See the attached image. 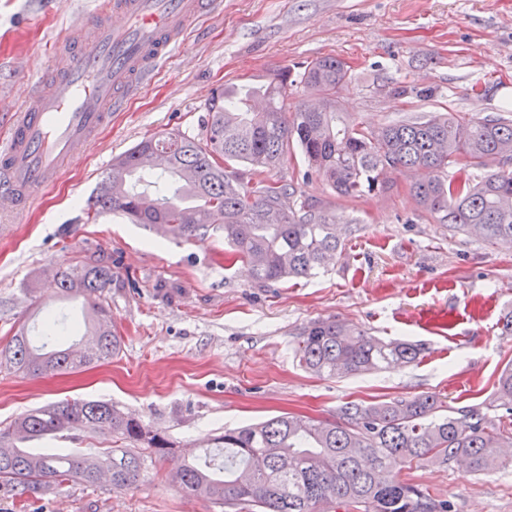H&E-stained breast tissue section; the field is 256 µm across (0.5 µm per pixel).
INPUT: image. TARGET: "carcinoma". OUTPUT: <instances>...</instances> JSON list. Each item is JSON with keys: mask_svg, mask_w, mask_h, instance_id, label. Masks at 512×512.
Here are the masks:
<instances>
[{"mask_svg": "<svg viewBox=\"0 0 512 512\" xmlns=\"http://www.w3.org/2000/svg\"><path fill=\"white\" fill-rule=\"evenodd\" d=\"M349 70L345 61L326 56L297 80L283 70L265 84L233 87L234 94L210 103L205 139L147 137L113 160L93 190L88 219L117 212L185 241L219 230L258 283L310 277L343 251L336 213L302 201L295 184L264 176L288 166L298 148L305 175L321 178L345 199L385 191L389 172L429 170L432 178L409 184L425 216L489 244L511 243L512 117L436 112L368 130L336 108ZM135 170L143 187L185 183L170 196L157 191V204L146 207L136 187H123ZM51 277L62 297L87 300L92 344L72 352L62 345L66 332L49 319L38 338L20 328L0 349V364L38 377L111 360L121 343L105 301L112 261H64L51 267ZM297 355L311 372L343 378L414 364L422 347L327 318L302 329ZM494 401L506 415L492 416L482 404L449 410L429 392L348 401L329 423L288 413L224 430L215 438L217 452L185 460L175 479L193 495L249 512H320L328 503L342 512H452L448 499L401 479L402 469L456 464L477 474L502 465L500 448L512 441L505 423L512 418V366L499 375ZM76 432L109 434L131 447L105 455L23 447ZM0 442L10 448L0 452V488L20 503L63 483L96 485L104 471L111 488L129 487L141 475L143 451L164 456L176 448L168 436L101 400L64 399L34 409L0 429Z\"/></svg>", "mask_w": 512, "mask_h": 512, "instance_id": "cac0c4a2", "label": "carcinoma"}]
</instances>
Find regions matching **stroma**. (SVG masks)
<instances>
[{
    "label": "stroma",
    "instance_id": "obj_1",
    "mask_svg": "<svg viewBox=\"0 0 512 512\" xmlns=\"http://www.w3.org/2000/svg\"><path fill=\"white\" fill-rule=\"evenodd\" d=\"M94 0H0V136L16 105L46 72L49 44L89 15ZM350 65L336 105L373 129L413 113L476 117L512 110V0H221L187 33L179 52L131 94L90 143L78 145L31 208L0 222V347L21 324L42 328L65 315L81 339L83 299H61L43 273L62 259L112 260L106 294L121 350L112 362L33 378L0 366V428L28 410L68 399L105 400L199 455L225 428L284 413L321 421L344 402L422 392L459 407L492 401L512 362V245L449 234L423 217L408 176L353 202L307 164L271 171L301 180L310 203L343 216V253L328 271L270 286L232 259L222 234L178 244L108 213L86 220L90 195L120 156L143 138H203L211 97L224 86L299 75L316 59ZM405 87L402 96L392 87ZM333 317L384 338L419 342V364L346 378L306 371L300 329ZM173 456L149 458L137 485L116 491L65 483L20 507L0 491V512H225L183 491ZM402 476L448 498L454 512H512V464L485 474L425 464Z\"/></svg>",
    "mask_w": 512,
    "mask_h": 512
}]
</instances>
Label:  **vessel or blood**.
<instances>
[{"mask_svg": "<svg viewBox=\"0 0 512 512\" xmlns=\"http://www.w3.org/2000/svg\"><path fill=\"white\" fill-rule=\"evenodd\" d=\"M217 0H97L91 17L56 38L48 78L0 139V210L17 215L55 183L75 146L104 127L112 108L152 80L190 25Z\"/></svg>", "mask_w": 512, "mask_h": 512, "instance_id": "b4317fda", "label": "vessel or blood"}]
</instances>
